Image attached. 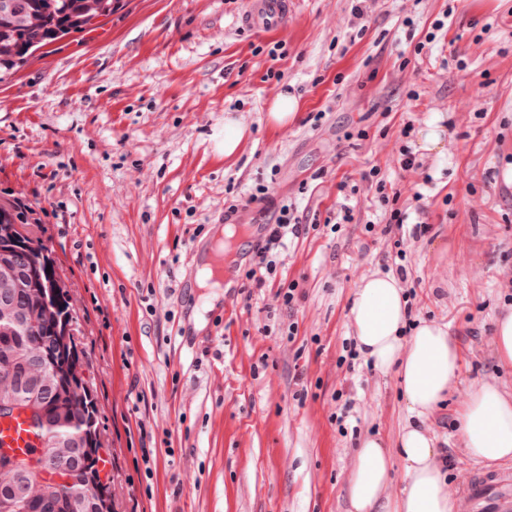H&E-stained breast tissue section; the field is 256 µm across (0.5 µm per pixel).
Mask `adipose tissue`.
Returning a JSON list of instances; mask_svg holds the SVG:
<instances>
[{
	"mask_svg": "<svg viewBox=\"0 0 512 512\" xmlns=\"http://www.w3.org/2000/svg\"><path fill=\"white\" fill-rule=\"evenodd\" d=\"M407 299L390 275L365 279L350 308L360 352L377 371H398L413 419L401 437L398 457L376 438L361 441L348 481L353 512H452L446 471L419 419L434 411L460 377V355L447 331L434 323L407 329ZM471 455L491 465L512 459V401L496 387L473 389L458 414ZM403 488L396 498L383 494L393 474Z\"/></svg>",
	"mask_w": 512,
	"mask_h": 512,
	"instance_id": "1",
	"label": "adipose tissue"
}]
</instances>
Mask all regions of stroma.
<instances>
[{
  "mask_svg": "<svg viewBox=\"0 0 512 512\" xmlns=\"http://www.w3.org/2000/svg\"><path fill=\"white\" fill-rule=\"evenodd\" d=\"M249 2L117 0L101 25L0 80V200L23 203L54 250L114 512H351L359 442L397 450L411 420L397 373L338 364L356 288L396 272L364 177L374 166L428 226L407 241L412 317L444 326L461 356L459 383L424 422L456 495L479 466L456 426L470 388L512 400L494 331L512 308V0H457L420 60L406 23L425 31L448 0H365L360 18L352 0H290L275 31L243 27ZM273 41L285 59L255 53ZM284 92L300 108L277 126L268 108ZM228 116L245 131L230 157ZM406 125L421 161L410 170L398 153ZM433 125L441 138L428 145ZM258 182L267 221L289 203L309 230L275 279L241 273L186 308L178 286L193 247ZM344 206L352 222L330 233L325 220ZM291 280L301 296L290 310L276 290Z\"/></svg>",
  "mask_w": 512,
  "mask_h": 512,
  "instance_id": "35a3bbf8",
  "label": "stroma"
}]
</instances>
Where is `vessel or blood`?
<instances>
[{"label":"vessel or blood","instance_id":"b4317fda","mask_svg":"<svg viewBox=\"0 0 512 512\" xmlns=\"http://www.w3.org/2000/svg\"><path fill=\"white\" fill-rule=\"evenodd\" d=\"M288 17V0H251L243 17L246 26L255 30H275ZM268 225L263 214H254L247 233L240 241L241 256H251L257 241L266 234ZM40 445V439L26 413L0 417V447L22 452ZM459 512H512V468L474 470L458 497Z\"/></svg>","mask_w":512,"mask_h":512}]
</instances>
